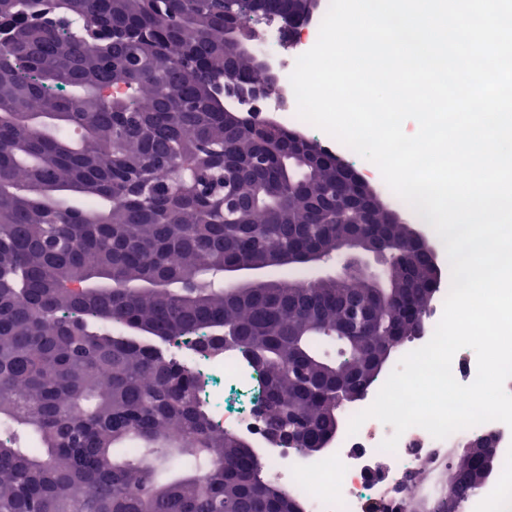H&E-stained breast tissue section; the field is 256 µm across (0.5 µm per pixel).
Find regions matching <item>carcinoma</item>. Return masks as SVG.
<instances>
[{
    "instance_id": "1",
    "label": "carcinoma",
    "mask_w": 512,
    "mask_h": 512,
    "mask_svg": "<svg viewBox=\"0 0 512 512\" xmlns=\"http://www.w3.org/2000/svg\"><path fill=\"white\" fill-rule=\"evenodd\" d=\"M303 0H0V512H291L249 448L211 428L194 378L159 343L236 336L258 377L256 411L286 410L315 439L338 389L366 392L423 330L440 285L399 224L336 213L331 156L288 160L289 132L224 121V70L256 16ZM227 193L252 198L224 207ZM390 244L389 294L364 277L224 285V268L309 247L346 226ZM364 315L347 360L336 322ZM471 499L473 454L427 461Z\"/></svg>"
}]
</instances>
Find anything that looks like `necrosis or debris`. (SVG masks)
I'll use <instances>...</instances> for the list:
<instances>
[{
	"label": "necrosis or debris",
	"mask_w": 512,
	"mask_h": 512,
	"mask_svg": "<svg viewBox=\"0 0 512 512\" xmlns=\"http://www.w3.org/2000/svg\"><path fill=\"white\" fill-rule=\"evenodd\" d=\"M262 25L266 35L259 50L276 67L277 87L266 98L238 101L234 107L250 117L314 133V126L297 115L290 82L297 58L309 46L305 38H289L277 19H263ZM169 349L195 377L200 399L211 407L213 426L237 431L258 444L257 454L267 473L282 488L301 493L310 512H404L409 488L406 474L416 471L423 461L447 459L449 448L489 431L495 435L494 453L500 468L498 480L491 484V497L501 512H512V427L502 422L483 423L444 439L413 427L402 434L391 453L381 450L380 445L392 435V426L371 418L356 434L342 433L320 458L312 460L292 448L263 447L262 431L253 412L254 376L237 355L193 352L180 341L171 342Z\"/></svg>",
	"instance_id": "1"
}]
</instances>
